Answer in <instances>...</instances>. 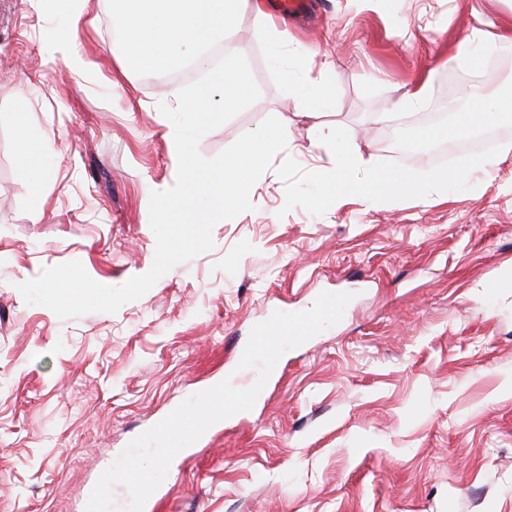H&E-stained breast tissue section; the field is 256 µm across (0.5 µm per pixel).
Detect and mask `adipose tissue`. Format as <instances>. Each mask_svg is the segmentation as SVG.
Here are the masks:
<instances>
[{
    "instance_id": "obj_1",
    "label": "adipose tissue",
    "mask_w": 512,
    "mask_h": 512,
    "mask_svg": "<svg viewBox=\"0 0 512 512\" xmlns=\"http://www.w3.org/2000/svg\"><path fill=\"white\" fill-rule=\"evenodd\" d=\"M251 11L259 21V34H267L271 13L266 0H112L114 26L120 30L119 43L125 66L139 69H171L186 58L198 57L201 47L227 40L237 18ZM245 94L236 74L227 69L211 70L206 84L176 99L178 111L189 125L198 128L224 110L225 104ZM323 142H336V174L323 181L329 195L338 201L354 192V182L383 186L397 197L415 193L404 175L388 174L372 166L359 146L341 142L337 129L319 133Z\"/></svg>"
}]
</instances>
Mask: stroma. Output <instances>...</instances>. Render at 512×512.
<instances>
[{"mask_svg":"<svg viewBox=\"0 0 512 512\" xmlns=\"http://www.w3.org/2000/svg\"><path fill=\"white\" fill-rule=\"evenodd\" d=\"M288 36L258 35L242 14L260 99L206 134L213 156L266 117L290 138L251 191L252 211L217 223L214 247L177 265L117 313L60 319L19 283L80 261L98 283L147 272L151 192L177 162L161 107L191 77L120 66L110 0H0V512H82L103 469L185 398L235 376L234 348L272 311L353 298L342 320L287 351L252 410L212 425L150 496L158 512H512V123L458 150L440 135L457 112L512 91V0H312ZM488 57L452 56L473 29ZM73 45L75 76L55 51ZM329 103L308 100L320 71ZM429 80L425 106L398 103ZM29 136L21 138L19 125ZM355 138L414 184L447 168L448 196L330 203L315 176L333 165L320 128ZM50 178L33 183L27 140Z\"/></svg>","mask_w":512,"mask_h":512,"instance_id":"1","label":"stroma"}]
</instances>
